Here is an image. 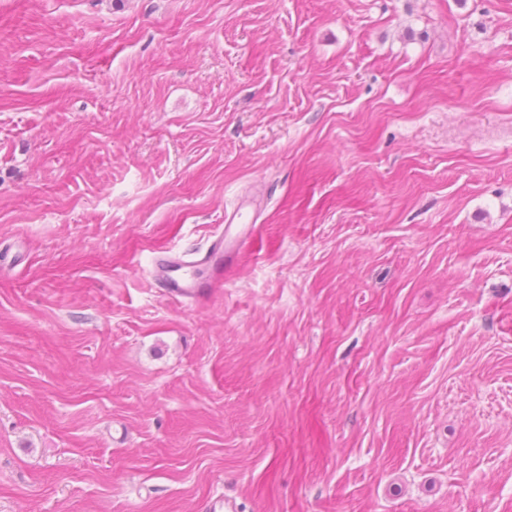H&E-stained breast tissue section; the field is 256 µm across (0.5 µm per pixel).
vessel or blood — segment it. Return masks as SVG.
I'll return each instance as SVG.
<instances>
[{
	"label": "vessel or blood",
	"instance_id": "obj_1",
	"mask_svg": "<svg viewBox=\"0 0 512 512\" xmlns=\"http://www.w3.org/2000/svg\"><path fill=\"white\" fill-rule=\"evenodd\" d=\"M255 220L247 202H240L232 214L225 216L223 232L211 241L205 251L191 254H162L153 264V277L172 299L197 304L209 301L214 288L224 284V269L230 260L246 248L251 240ZM205 266L211 271L212 286L199 280L196 269Z\"/></svg>",
	"mask_w": 512,
	"mask_h": 512
}]
</instances>
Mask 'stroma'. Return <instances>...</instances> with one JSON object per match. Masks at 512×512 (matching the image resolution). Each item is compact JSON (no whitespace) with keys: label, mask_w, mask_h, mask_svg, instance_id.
Here are the masks:
<instances>
[{"label":"stroma","mask_w":512,"mask_h":512,"mask_svg":"<svg viewBox=\"0 0 512 512\" xmlns=\"http://www.w3.org/2000/svg\"><path fill=\"white\" fill-rule=\"evenodd\" d=\"M219 496L512 512V0H0V512ZM224 222V232L221 231L205 251L185 255L162 254L156 257L153 277L170 298L204 304L209 301L215 288L223 286L224 267L250 244L255 216L249 210L248 202L243 200L232 214H225ZM199 266L210 269L214 283L211 288L203 285L197 277L196 269Z\"/></svg>","instance_id":"35a3bbf8"}]
</instances>
